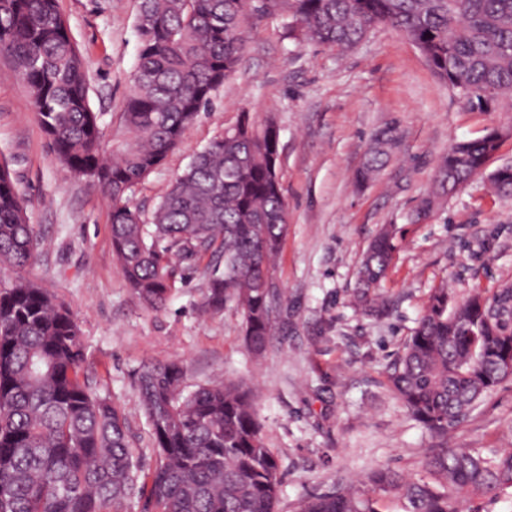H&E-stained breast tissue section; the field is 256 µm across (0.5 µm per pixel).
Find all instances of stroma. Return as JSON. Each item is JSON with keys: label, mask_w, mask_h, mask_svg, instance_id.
<instances>
[{"label": "stroma", "mask_w": 512, "mask_h": 512, "mask_svg": "<svg viewBox=\"0 0 512 512\" xmlns=\"http://www.w3.org/2000/svg\"><path fill=\"white\" fill-rule=\"evenodd\" d=\"M57 5L87 59L91 107L107 135H120L139 53L137 0ZM242 35L247 53L237 73L130 200L151 216L193 154L240 112L276 120L288 233L271 279L283 296V328L262 358L248 352L234 307L199 313L203 272L179 284L161 310L138 303L113 256L110 199L57 164L30 91L3 55L0 159L42 241L25 275L76 315L90 386L122 408L137 447L150 445L135 390L143 363L178 358L192 382L244 384L279 459L278 512H297L302 499L361 482L376 468L422 475L431 440L390 391L386 370L431 289L445 285L463 297L512 284V198L497 194L483 173L437 198L425 219L411 216L432 195L451 143L501 127L509 135L492 164L512 162V112L465 109L411 40L387 25L346 52L290 34L279 15L247 14ZM385 128L396 137L388 162L357 182L373 136ZM386 225L398 229L399 248L379 290L389 313L372 319L351 298L363 253ZM448 443L512 448V382L487 396Z\"/></svg>", "instance_id": "obj_1"}]
</instances>
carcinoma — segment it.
<instances>
[{"label": "carcinoma", "instance_id": "1", "mask_svg": "<svg viewBox=\"0 0 512 512\" xmlns=\"http://www.w3.org/2000/svg\"><path fill=\"white\" fill-rule=\"evenodd\" d=\"M290 28L314 44L348 51L375 25L402 31L470 110L512 102V0H277ZM138 61L120 114L129 137L107 144L92 110L86 62L57 0H0V54L13 59L58 164L111 200L112 246L132 295L164 308L189 271L204 267L199 309L232 303L257 357L279 329L265 288L287 213L279 140L267 122L240 113L196 152L150 220L130 195L183 140L237 71L246 52V0H138ZM395 145L375 139L357 173L367 182ZM499 147L496 130L453 144L438 166L444 193L482 173ZM512 197V172L490 177ZM37 238L24 198L0 164V512H277L280 465L266 444L253 393L235 384L191 385L180 360L147 363L136 391L153 462L134 446L128 420L93 392L72 311L22 275ZM398 239L382 228L357 274L355 304L385 312L380 288ZM512 285L475 289L460 300L435 288L388 369L389 387L433 441L425 475L390 468L368 481L301 500L298 512H480L477 501L512 491V448H456L454 431L512 380Z\"/></svg>", "mask_w": 512, "mask_h": 512}]
</instances>
